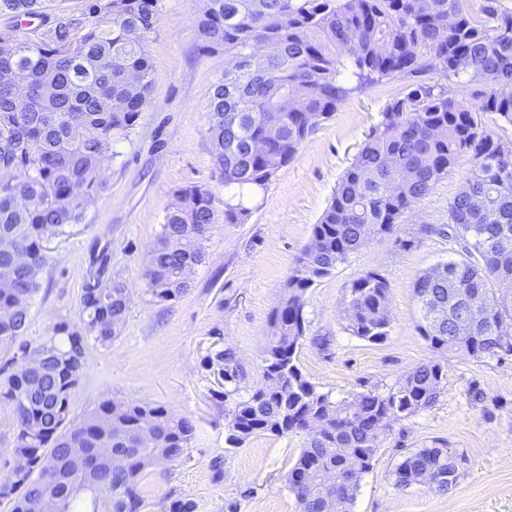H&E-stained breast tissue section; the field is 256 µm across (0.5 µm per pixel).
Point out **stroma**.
I'll list each match as a JSON object with an SVG mask.
<instances>
[{"instance_id": "stroma-1", "label": "stroma", "mask_w": 512, "mask_h": 512, "mask_svg": "<svg viewBox=\"0 0 512 512\" xmlns=\"http://www.w3.org/2000/svg\"><path fill=\"white\" fill-rule=\"evenodd\" d=\"M202 0H161L147 44L152 66L148 105L134 132L114 147L108 184L82 223L52 240L30 308L25 340L37 345L62 321L78 322L83 288L97 259L124 279L131 303L110 344L86 339V368L71 405L83 418L107 399L156 403L188 420L184 454L149 468L141 482L147 512L188 499L194 512H299L286 477L306 444L301 434H260L241 446L228 441L229 403L212 359L233 350L241 365L240 395L262 383L269 319L312 227L387 104L407 82L393 79L353 93L305 140L297 157L250 194L225 188L213 166L207 102L224 73L223 50L207 51L195 34ZM470 171L461 162L398 224L349 256L307 293V335L296 362L331 399L389 391L410 368L441 363L438 402L380 436L372 470L363 475L352 512H512V357L467 359L433 349L419 330L417 278L460 258L450 238L422 231L448 222V205ZM209 189L216 222L180 298L158 303L143 280L147 255L166 210L186 187ZM243 203L240 224L224 223L225 203ZM378 271L390 287L387 338L370 343L346 329V296L353 280ZM484 396L474 404L469 387ZM445 445L467 458L458 484L445 494L402 489L393 471L410 451Z\"/></svg>"}]
</instances>
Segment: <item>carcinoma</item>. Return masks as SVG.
<instances>
[{
	"label": "carcinoma",
	"mask_w": 512,
	"mask_h": 512,
	"mask_svg": "<svg viewBox=\"0 0 512 512\" xmlns=\"http://www.w3.org/2000/svg\"><path fill=\"white\" fill-rule=\"evenodd\" d=\"M160 0H87L82 21L57 20L40 43L20 37L22 22L46 24L43 0H0L11 25L0 30V71L29 85L25 105L0 82V267L12 287L0 288V346L18 345L14 370L0 377V406L15 419L12 456L25 470L0 484L10 512H33L49 494L56 512H143L140 480L155 449L176 459L187 448L192 425L160 406L104 401L77 422L68 420L84 368V337L66 322L32 347L22 341L32 301L40 289L34 267L47 262L45 243L82 223L87 206L107 187L103 161L115 142L137 126L148 103L151 64L146 42L158 21ZM467 0H205L197 33L205 50H224V75L207 109L211 154L224 186L263 188L293 161L319 121L355 91L395 78L412 81L372 128L313 225L311 243L298 256L270 319L262 362L263 384L238 396L242 372L230 349L215 359L233 397L229 442L259 434H303L287 475L300 512H351L362 476L373 468L377 432L432 408L443 390L442 367L422 363L386 393L373 390L333 401L303 376L296 351L306 337V294L370 236L394 231L404 214L426 198L464 158L471 163L469 194L448 206V229L461 259L431 268L415 284L419 329L432 348L479 360L512 355V9L487 0L484 19ZM278 52L262 67L280 74L266 81L253 60L258 44ZM439 72L472 87L463 99L423 77ZM119 99L122 105L111 106ZM83 114L78 125L70 113ZM237 116L224 127V113ZM264 147L256 150V141ZM248 209L224 204V223L240 224ZM215 221L212 194L192 186L177 194L151 247L144 271L147 291L170 301L190 287L194 266L205 259L199 240ZM101 262L86 283L80 318L86 333L106 345L125 323L126 282L104 277ZM389 284L375 270L356 278L346 303L352 335L381 342L389 334ZM32 349L44 355L33 376L18 360ZM150 425L156 444H142ZM126 459L92 470L63 463L68 448L98 447ZM465 458L450 448L409 452L396 466L395 485H424L446 493L460 479Z\"/></svg>",
	"instance_id": "carcinoma-1"
}]
</instances>
